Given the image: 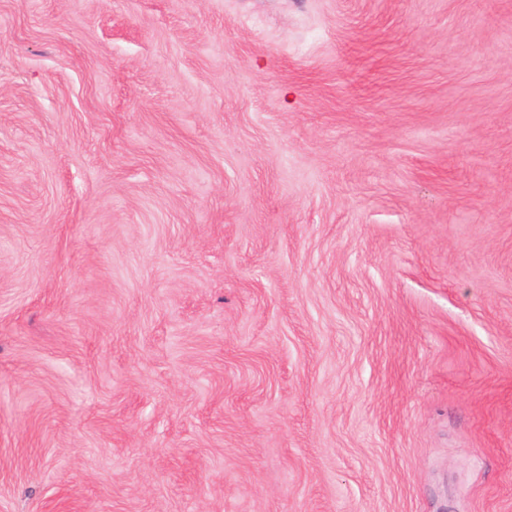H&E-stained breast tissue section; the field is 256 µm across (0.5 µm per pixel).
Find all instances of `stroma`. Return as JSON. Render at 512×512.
<instances>
[{"instance_id":"obj_1","label":"stroma","mask_w":512,"mask_h":512,"mask_svg":"<svg viewBox=\"0 0 512 512\" xmlns=\"http://www.w3.org/2000/svg\"><path fill=\"white\" fill-rule=\"evenodd\" d=\"M0 512H512V0H0Z\"/></svg>"}]
</instances>
